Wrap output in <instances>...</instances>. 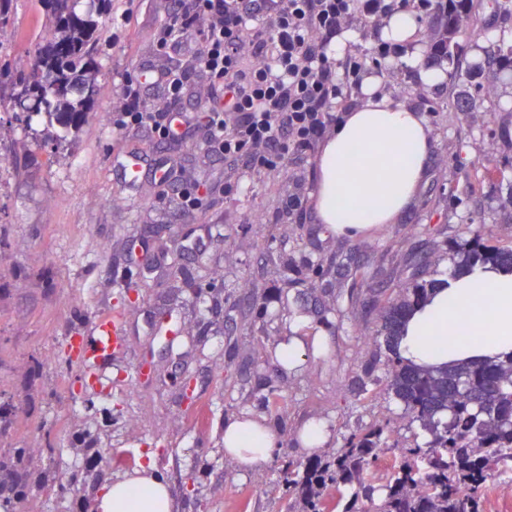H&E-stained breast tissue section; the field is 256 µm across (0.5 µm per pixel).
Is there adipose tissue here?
I'll list each match as a JSON object with an SVG mask.
<instances>
[{
	"label": "adipose tissue",
	"instance_id": "1",
	"mask_svg": "<svg viewBox=\"0 0 512 512\" xmlns=\"http://www.w3.org/2000/svg\"><path fill=\"white\" fill-rule=\"evenodd\" d=\"M381 36L404 46L419 66L421 85L439 83L438 71L421 64L424 46L411 14L395 13ZM431 149V129L420 112L385 91L378 77L366 76L359 104L332 128L318 155L316 218L350 239L394 223L423 183ZM303 326L302 318L292 317L290 336L275 349L291 370L304 366L308 345L324 341L320 333L305 341ZM398 349L407 362L428 369L512 356V270L476 263L440 281L408 317ZM222 443L225 457L248 472L270 459L276 434L267 419L247 413L225 422ZM95 508L175 512V501L169 484L146 463L107 485Z\"/></svg>",
	"mask_w": 512,
	"mask_h": 512
}]
</instances>
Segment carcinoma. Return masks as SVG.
Segmentation results:
<instances>
[{"instance_id": "carcinoma-1", "label": "carcinoma", "mask_w": 512, "mask_h": 512, "mask_svg": "<svg viewBox=\"0 0 512 512\" xmlns=\"http://www.w3.org/2000/svg\"><path fill=\"white\" fill-rule=\"evenodd\" d=\"M52 23L51 36L36 51L30 66L9 85L10 97L25 112L46 118L48 126L77 134L91 116L93 95L101 71L98 60L99 21L76 11L77 0H37ZM433 0L430 26L442 33L438 56L448 60V108L463 110L480 93L483 83L462 71L459 42L465 17L484 0ZM512 68V44L496 43L486 59L488 73ZM476 261L512 265V246L490 245L480 233L466 242L458 268ZM427 261L418 258L413 281L399 282L395 298L384 297L382 336L386 355L364 364L370 375L377 363L387 371L388 390L404 403L410 421L430 439L400 448L401 462L379 464L388 447L389 422L358 428L342 448L326 460L309 458L297 464L302 475L288 480L294 503L288 512H368L363 501L375 489L384 490L374 512H485L495 471L512 468V359L429 370L404 363L394 342L407 316L424 302L433 281L424 279ZM43 488L63 495L75 490L74 479L59 475Z\"/></svg>"}]
</instances>
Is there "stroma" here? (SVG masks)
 Returning <instances> with one entry per match:
<instances>
[{
	"label": "stroma",
	"mask_w": 512,
	"mask_h": 512,
	"mask_svg": "<svg viewBox=\"0 0 512 512\" xmlns=\"http://www.w3.org/2000/svg\"><path fill=\"white\" fill-rule=\"evenodd\" d=\"M112 5L129 19L103 33L93 112L77 137L53 145L41 116L18 122L11 110L0 113V135L39 161L26 172L11 169L0 191V477L12 473L17 486L0 487V512H94L98 492L124 472L105 461L88 467L103 453L151 459L176 512H286L284 465L309 458L298 440L307 421L331 423L329 454L352 430L386 419L390 443L425 442L385 381L362 370L381 323L367 300L392 287L414 256L428 259L435 279L454 270L455 249L474 233L512 243V104L502 102L512 70L460 112L448 108L447 82L419 87L402 58L377 69L387 90L423 112L433 147L412 203L370 238L337 237L310 206L300 217L279 211L288 195L310 196L313 153L284 167L240 168L231 192L206 196L179 217L167 185L142 178L131 198L112 169L113 155L130 145L112 128V79L137 73L163 19L162 0ZM12 18L0 57L30 64L48 36L46 18L34 0H14ZM459 40L469 48L466 65H476L475 50L512 43V19L464 24ZM205 140L200 123L183 143L140 146L217 185L224 163L204 159ZM487 163L497 166L495 178L483 177ZM194 240L200 249L185 250ZM145 253L153 257L148 271L139 264ZM132 288L139 301L130 300ZM115 310L122 344L78 391V366L61 361L67 343ZM292 315L307 321V335L323 332L327 346L296 374L272 356ZM272 394L280 399L270 418L278 444L264 465L240 475L220 445L224 423L265 415ZM20 453L27 468L16 462ZM43 470L77 476V491L46 493L37 482Z\"/></svg>",
	"instance_id": "stroma-1"
}]
</instances>
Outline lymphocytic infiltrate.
Instances as JSON below:
<instances>
[{
	"label": "lymphocytic infiltrate",
	"instance_id": "f902f5d3",
	"mask_svg": "<svg viewBox=\"0 0 512 512\" xmlns=\"http://www.w3.org/2000/svg\"><path fill=\"white\" fill-rule=\"evenodd\" d=\"M407 9L427 16L430 0H163L147 59L155 77L120 78L112 126L126 138L177 141L206 113V154L223 159L224 183L235 184L237 161L267 168L315 150L352 108L366 63L400 54L382 41L370 59H340L337 36L354 18L375 26ZM156 169L175 211L199 208L202 179L171 158Z\"/></svg>",
	"mask_w": 512,
	"mask_h": 512
}]
</instances>
